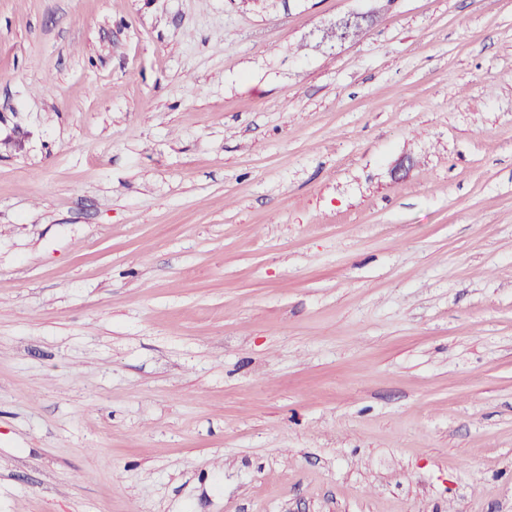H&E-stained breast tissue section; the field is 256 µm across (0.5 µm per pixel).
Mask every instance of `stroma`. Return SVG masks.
I'll return each instance as SVG.
<instances>
[{
	"label": "stroma",
	"mask_w": 512,
	"mask_h": 512,
	"mask_svg": "<svg viewBox=\"0 0 512 512\" xmlns=\"http://www.w3.org/2000/svg\"><path fill=\"white\" fill-rule=\"evenodd\" d=\"M0 512H512V0H0Z\"/></svg>",
	"instance_id": "1"
}]
</instances>
